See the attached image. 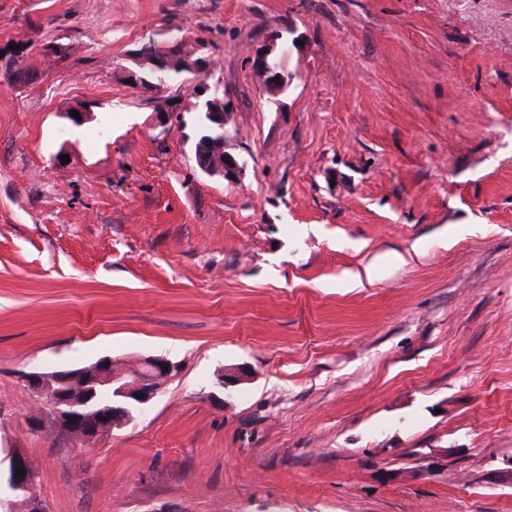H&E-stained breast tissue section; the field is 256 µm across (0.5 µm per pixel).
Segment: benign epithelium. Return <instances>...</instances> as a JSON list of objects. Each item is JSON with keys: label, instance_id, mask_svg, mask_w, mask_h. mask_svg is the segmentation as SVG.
Wrapping results in <instances>:
<instances>
[{"label": "benign epithelium", "instance_id": "obj_1", "mask_svg": "<svg viewBox=\"0 0 512 512\" xmlns=\"http://www.w3.org/2000/svg\"><path fill=\"white\" fill-rule=\"evenodd\" d=\"M286 40L281 33L276 32L269 36L267 44L256 51L253 64L264 86L273 91H280L288 84V75L284 69L282 59L288 55L283 50ZM130 60L135 68L124 69L125 77L132 82L140 83L136 69L148 68L156 75L168 71H190L196 75L194 93L198 97H206L205 107L207 113L217 121V127L223 130L222 139H227V114L230 110L229 102H221L216 96L209 93L217 92L207 82V63L205 60L192 59V52L181 46L158 45L147 43L142 48L133 50ZM203 170L213 175H222L226 178L239 172L236 159L226 153L224 159L215 161L210 155L201 152L198 154ZM175 366L163 358L145 357L131 369H123L114 364L110 358H103L90 366L77 371L65 369L49 373H33L27 377L32 391L42 402L43 416L39 423L49 425L50 428L62 432L76 444H89L103 436L120 429L133 419V413L141 406L149 403L172 375ZM84 375L94 378L96 383L112 384L117 386L118 400L112 404V420L103 430L94 433L83 431L81 422L83 416L92 411V406L86 398L63 394L58 386L70 381L71 378ZM218 387L225 395H231L235 389L251 380L250 373L242 366L222 367L216 372ZM24 471V476L16 477V468ZM29 464L26 457L15 453L10 462L9 481L15 489L22 493H30Z\"/></svg>", "mask_w": 512, "mask_h": 512}]
</instances>
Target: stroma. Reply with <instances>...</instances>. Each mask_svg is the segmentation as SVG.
<instances>
[{
	"label": "stroma",
	"mask_w": 512,
	"mask_h": 512,
	"mask_svg": "<svg viewBox=\"0 0 512 512\" xmlns=\"http://www.w3.org/2000/svg\"><path fill=\"white\" fill-rule=\"evenodd\" d=\"M148 40L211 61L236 176ZM148 356L124 427L36 428L26 374ZM18 451L44 512H512V0H0L4 510ZM285 43L288 44V49L282 51ZM289 51L290 45L283 39L280 32L270 35L267 44L256 51L253 64L268 90L280 91L287 86L288 75L282 59L288 55ZM221 156H224L223 160L215 161L210 160V154H207L205 152H201L198 154V158L203 167V170L208 173H211L213 175L218 174L224 176V178H228L234 176L236 173L239 172L238 162L232 155L226 152H222ZM227 160H230V163H227ZM218 387L224 395H232L235 389L250 381V373L242 366L222 367L216 372Z\"/></svg>",
	"instance_id": "obj_1"
}]
</instances>
